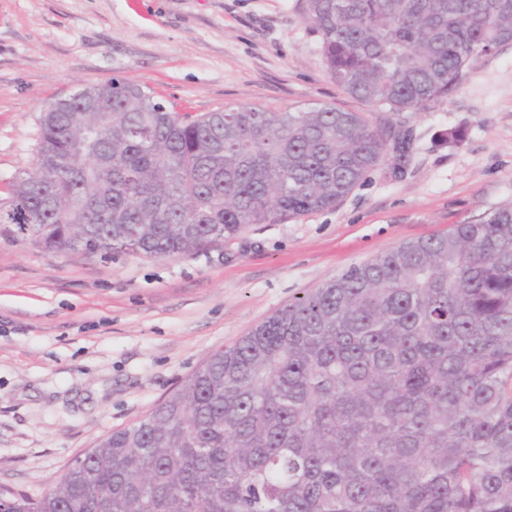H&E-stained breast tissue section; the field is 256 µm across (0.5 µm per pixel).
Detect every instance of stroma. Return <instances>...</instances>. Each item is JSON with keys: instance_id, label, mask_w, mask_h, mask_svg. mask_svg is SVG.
I'll return each instance as SVG.
<instances>
[{"instance_id": "1", "label": "stroma", "mask_w": 512, "mask_h": 512, "mask_svg": "<svg viewBox=\"0 0 512 512\" xmlns=\"http://www.w3.org/2000/svg\"><path fill=\"white\" fill-rule=\"evenodd\" d=\"M115 77L192 116L375 114L331 79L302 0H0V203L34 166L42 107ZM396 123L409 152L388 153L336 207L188 258H76L0 237V488L40 495L295 298L512 204V48ZM455 128L460 142L441 141Z\"/></svg>"}]
</instances>
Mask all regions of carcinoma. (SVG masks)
Returning a JSON list of instances; mask_svg holds the SVG:
<instances>
[{"instance_id": "obj_1", "label": "carcinoma", "mask_w": 512, "mask_h": 512, "mask_svg": "<svg viewBox=\"0 0 512 512\" xmlns=\"http://www.w3.org/2000/svg\"><path fill=\"white\" fill-rule=\"evenodd\" d=\"M331 105L180 114L121 78L44 105L0 236L186 258L339 204L475 55L512 0H303ZM86 148L83 167L66 165ZM12 512H512V205L348 268L214 353Z\"/></svg>"}]
</instances>
